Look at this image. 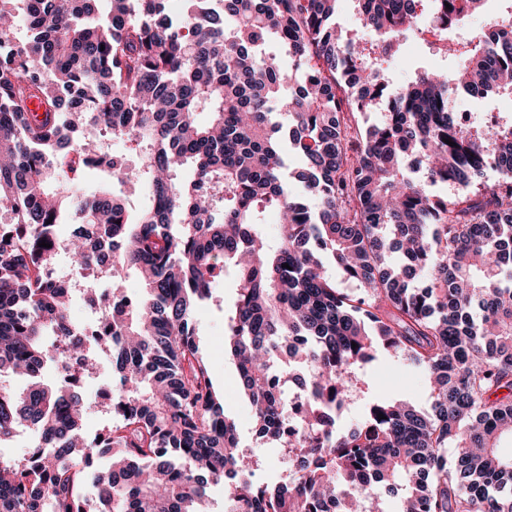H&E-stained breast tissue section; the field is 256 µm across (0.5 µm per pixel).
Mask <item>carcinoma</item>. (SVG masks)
Instances as JSON below:
<instances>
[{
  "label": "carcinoma",
  "mask_w": 512,
  "mask_h": 512,
  "mask_svg": "<svg viewBox=\"0 0 512 512\" xmlns=\"http://www.w3.org/2000/svg\"><path fill=\"white\" fill-rule=\"evenodd\" d=\"M22 2L0 0V36L20 18L29 32L0 54V443L27 429L36 441L0 457V512H210L220 483L224 512H354L385 491L398 512H512V457L498 453L512 438V119L476 126L456 106L459 91L512 90V0H352L345 33L340 0H184L178 18L167 0H106L102 14L99 0ZM450 13L485 17L464 35L465 66L429 65L384 97L387 57L427 21L448 30ZM73 87L79 144L63 127ZM382 105L347 147L348 115ZM104 138L140 163L100 156L109 185L77 197ZM291 154L315 209L284 184ZM488 170L498 181L472 190ZM448 183L457 193L434 192ZM135 193L147 204L133 217L122 199ZM268 208L282 219L275 248ZM68 210L93 229L68 243L74 269L112 281L132 269L143 284L136 297L112 288L99 339L75 334L71 289L44 277ZM221 273L235 289L224 350L255 432L288 449L272 486L255 480L192 326ZM287 340L288 367L312 368L297 416L274 364ZM103 346L112 413L89 435L84 395L44 370L83 378ZM380 349L425 372L431 412L372 392ZM358 402L361 423L341 428ZM98 454L110 465L88 471Z\"/></svg>",
  "instance_id": "carcinoma-1"
}]
</instances>
